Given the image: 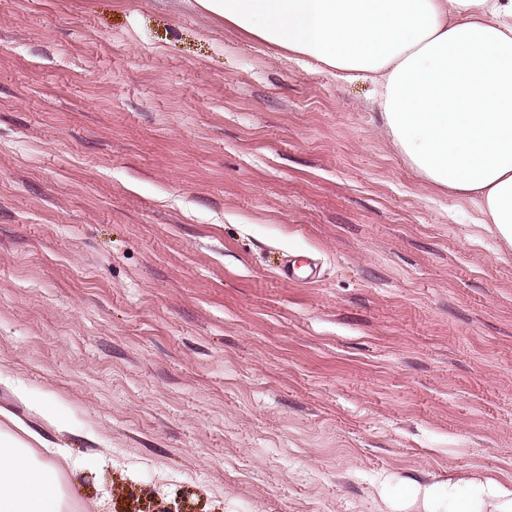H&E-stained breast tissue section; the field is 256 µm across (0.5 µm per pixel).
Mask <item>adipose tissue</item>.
<instances>
[{
	"label": "adipose tissue",
	"mask_w": 512,
	"mask_h": 512,
	"mask_svg": "<svg viewBox=\"0 0 512 512\" xmlns=\"http://www.w3.org/2000/svg\"><path fill=\"white\" fill-rule=\"evenodd\" d=\"M346 82L367 80L393 146L430 185L479 204L512 247V0H195ZM37 433L0 430V512H65Z\"/></svg>",
	"instance_id": "obj_1"
}]
</instances>
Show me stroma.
Here are the masks:
<instances>
[{"instance_id":"1","label":"stroma","mask_w":512,"mask_h":512,"mask_svg":"<svg viewBox=\"0 0 512 512\" xmlns=\"http://www.w3.org/2000/svg\"><path fill=\"white\" fill-rule=\"evenodd\" d=\"M373 93L194 0H0V411L67 512L512 492V250Z\"/></svg>"}]
</instances>
